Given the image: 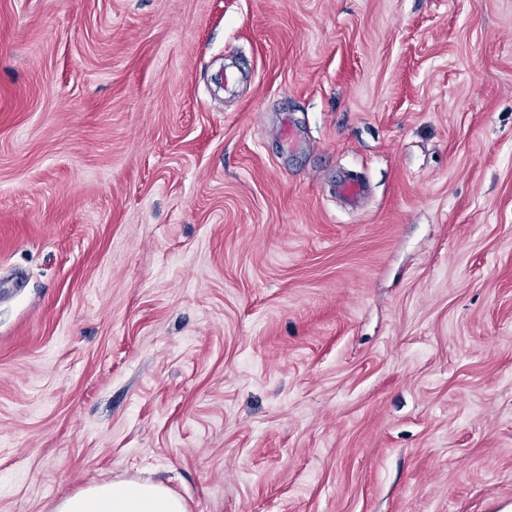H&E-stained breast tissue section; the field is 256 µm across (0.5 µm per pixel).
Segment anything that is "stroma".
<instances>
[{
  "instance_id": "1",
  "label": "stroma",
  "mask_w": 512,
  "mask_h": 512,
  "mask_svg": "<svg viewBox=\"0 0 512 512\" xmlns=\"http://www.w3.org/2000/svg\"><path fill=\"white\" fill-rule=\"evenodd\" d=\"M117 478L512 512V0H0V512Z\"/></svg>"
}]
</instances>
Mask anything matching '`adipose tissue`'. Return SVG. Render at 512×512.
<instances>
[{"instance_id":"obj_1","label":"adipose tissue","mask_w":512,"mask_h":512,"mask_svg":"<svg viewBox=\"0 0 512 512\" xmlns=\"http://www.w3.org/2000/svg\"><path fill=\"white\" fill-rule=\"evenodd\" d=\"M54 512H187V506L163 483L118 480L89 485L59 501Z\"/></svg>"}]
</instances>
